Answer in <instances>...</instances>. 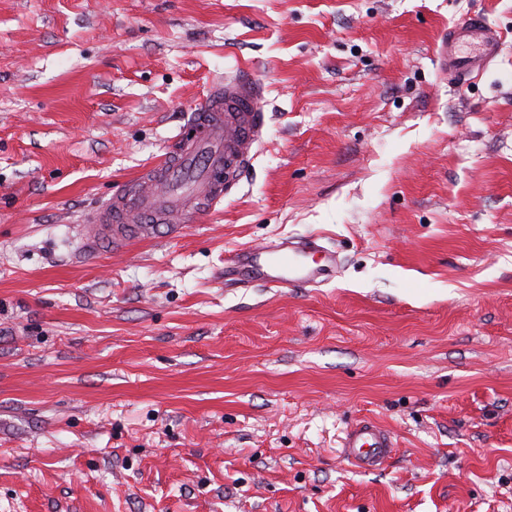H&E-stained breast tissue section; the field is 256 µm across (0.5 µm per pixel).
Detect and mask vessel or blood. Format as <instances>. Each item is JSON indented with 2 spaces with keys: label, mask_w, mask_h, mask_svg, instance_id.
<instances>
[{
  "label": "vessel or blood",
  "mask_w": 512,
  "mask_h": 512,
  "mask_svg": "<svg viewBox=\"0 0 512 512\" xmlns=\"http://www.w3.org/2000/svg\"><path fill=\"white\" fill-rule=\"evenodd\" d=\"M499 44L497 30L483 17L466 18L448 30L441 49L443 65L455 79L468 80L497 57ZM263 98V86L250 77L228 76L214 84L188 121L194 136L180 139L175 150L87 219L88 243L114 248L145 231L147 223H169L190 207L203 213L226 199L263 141ZM335 266V257L318 237L308 236L295 243L284 240L235 253L225 264L224 274L230 277L245 269L255 279L295 288L327 280ZM343 448L351 463L376 467L389 458L393 443L382 428L363 422L350 428Z\"/></svg>",
  "instance_id": "1"
}]
</instances>
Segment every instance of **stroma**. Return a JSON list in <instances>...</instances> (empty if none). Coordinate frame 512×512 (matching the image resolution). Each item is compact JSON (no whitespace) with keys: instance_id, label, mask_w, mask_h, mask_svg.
I'll return each mask as SVG.
<instances>
[{"instance_id":"obj_1","label":"stroma","mask_w":512,"mask_h":512,"mask_svg":"<svg viewBox=\"0 0 512 512\" xmlns=\"http://www.w3.org/2000/svg\"><path fill=\"white\" fill-rule=\"evenodd\" d=\"M475 13L503 45L462 82ZM235 72L236 193L88 251ZM311 234L320 287L225 282ZM0 512H512V0H0ZM500 40L483 17H468L448 29L441 49L443 65L455 79L466 81L498 56ZM348 461L361 467H376L391 455L393 443L390 435L372 423H358L350 428L344 441Z\"/></svg>"}]
</instances>
